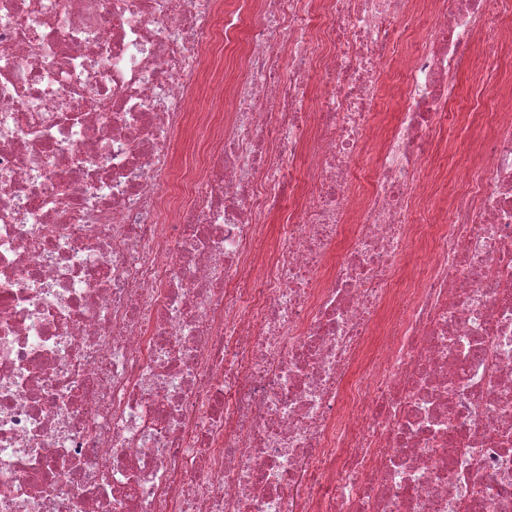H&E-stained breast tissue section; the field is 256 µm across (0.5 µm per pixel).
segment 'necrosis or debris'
Listing matches in <instances>:
<instances>
[{
    "label": "necrosis or debris",
    "instance_id": "1",
    "mask_svg": "<svg viewBox=\"0 0 512 512\" xmlns=\"http://www.w3.org/2000/svg\"><path fill=\"white\" fill-rule=\"evenodd\" d=\"M480 43L512 0H0V512H512ZM460 108L473 175L429 166Z\"/></svg>",
    "mask_w": 512,
    "mask_h": 512
}]
</instances>
